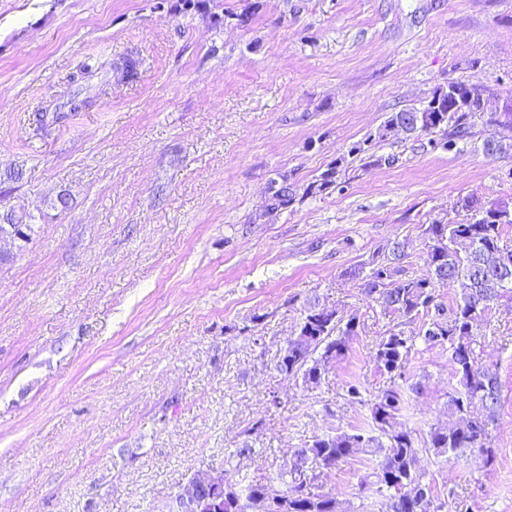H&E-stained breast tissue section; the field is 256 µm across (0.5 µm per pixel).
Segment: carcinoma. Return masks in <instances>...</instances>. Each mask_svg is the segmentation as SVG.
Segmentation results:
<instances>
[{
    "label": "carcinoma",
    "mask_w": 512,
    "mask_h": 512,
    "mask_svg": "<svg viewBox=\"0 0 512 512\" xmlns=\"http://www.w3.org/2000/svg\"><path fill=\"white\" fill-rule=\"evenodd\" d=\"M463 90L464 84L451 82L438 86L419 105L387 116L376 133L353 146L349 154L359 157L365 167H392L398 158L371 152L372 141L388 137V128L398 121H417L412 137L438 134L442 146L451 138L468 134L472 121L479 118L492 133L484 141L497 142L498 153L512 151V123L497 127L475 103L459 108L448 105V88ZM345 159L322 173L319 183L306 188L307 193L324 191L337 182ZM295 191L282 177V185L269 198L272 212L288 207ZM485 218L482 209L470 197L456 202L464 212L460 222L436 220L423 230L424 262L428 275L410 278L402 266L407 258L405 246L388 244L366 275L365 293L383 310L414 320L431 317L419 331L429 345L448 344L452 375L456 381L448 395V411L454 420L417 436L400 426L398 417L408 401L401 386L393 384L382 390L370 403L372 428L336 429L313 437L294 451L288 471L265 483L239 488L224 477L223 512H248L258 506L265 512H341L340 502L328 494H313L314 466L333 468L360 454L378 459L375 485L388 492L386 512H439L434 505L425 473L420 467L421 453L459 456L466 452L483 455L491 447V429L501 405L498 369L479 361L473 347L476 330L483 318L503 301L512 300V246L503 239L512 226V201L491 199ZM454 292L452 305L438 301L439 289ZM359 317L342 308L327 309L313 300L304 306L296 328L288 336V352L281 355L274 370L284 378H302L306 385H318L333 364L343 358L353 337L358 335ZM414 338L392 333L383 338L375 351L376 363L392 374L402 368L403 357Z\"/></svg>",
    "instance_id": "obj_1"
}]
</instances>
